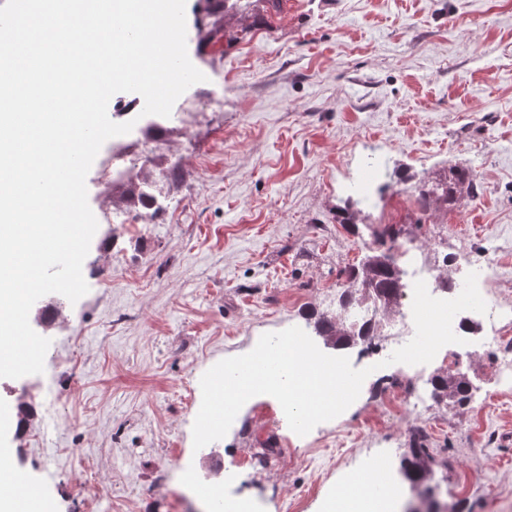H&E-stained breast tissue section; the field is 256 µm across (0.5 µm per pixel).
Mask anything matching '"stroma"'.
Here are the masks:
<instances>
[{"mask_svg": "<svg viewBox=\"0 0 512 512\" xmlns=\"http://www.w3.org/2000/svg\"><path fill=\"white\" fill-rule=\"evenodd\" d=\"M186 22L206 79L167 118L142 116L134 93L110 99L111 120L135 126L86 177L89 291L33 305L51 345L43 374L0 379V407L33 410L23 431H0V448L54 512H203L205 483L257 512H326L346 471L385 448L399 467L421 427L448 461L432 481L442 498L465 512L511 506L512 390L485 352L462 367L468 405L429 396L452 367L442 351L371 371L345 414L304 436L258 395L223 439L194 449L188 397L218 361L325 310L379 224L407 223L451 280L492 258L490 295L512 303V0H285L273 17L264 0H186ZM228 27L245 31L229 47ZM373 157L387 182L464 164L481 191L424 216L410 184L371 187ZM145 184L159 215L132 200ZM353 184L370 202L351 232L335 214ZM410 383L428 395L416 414L394 398ZM266 439L276 451L253 466Z\"/></svg>", "mask_w": 512, "mask_h": 512, "instance_id": "obj_1", "label": "stroma"}]
</instances>
